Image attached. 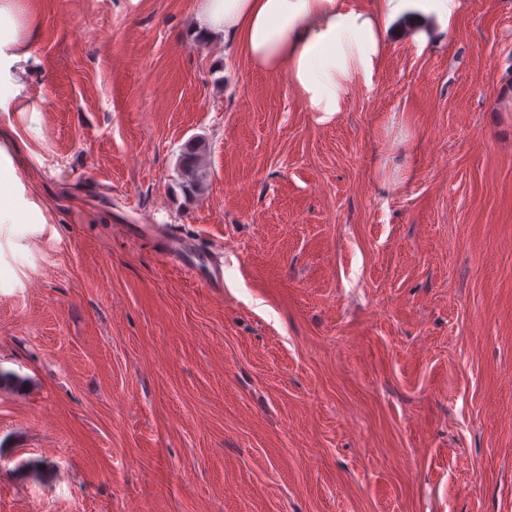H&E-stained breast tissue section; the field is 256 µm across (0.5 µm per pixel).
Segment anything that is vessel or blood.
<instances>
[{
	"label": "vessel or blood",
	"instance_id": "b4317fda",
	"mask_svg": "<svg viewBox=\"0 0 512 512\" xmlns=\"http://www.w3.org/2000/svg\"><path fill=\"white\" fill-rule=\"evenodd\" d=\"M133 235L154 241L158 251L169 261L181 267H188L191 260L203 258L206 262L205 285L214 290L224 287V264L213 253L200 248L191 239L172 234L154 224H136L132 227Z\"/></svg>",
	"mask_w": 512,
	"mask_h": 512
}]
</instances>
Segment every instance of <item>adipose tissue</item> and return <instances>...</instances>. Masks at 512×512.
<instances>
[{"label": "adipose tissue", "instance_id": "ef3b65f1", "mask_svg": "<svg viewBox=\"0 0 512 512\" xmlns=\"http://www.w3.org/2000/svg\"><path fill=\"white\" fill-rule=\"evenodd\" d=\"M462 0H375L365 11L347 0H196L194 34L229 42L258 69L287 76L310 111L331 121L342 93L357 79H370L382 56L390 22L414 11L432 19L417 32L420 44L446 34ZM30 32L13 6L0 0V62L18 65L26 80Z\"/></svg>", "mask_w": 512, "mask_h": 512}]
</instances>
